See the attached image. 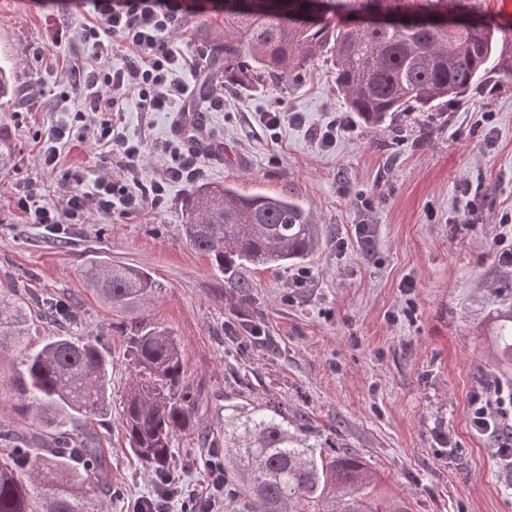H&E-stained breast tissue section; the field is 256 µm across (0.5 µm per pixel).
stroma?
Instances as JSON below:
<instances>
[{
    "mask_svg": "<svg viewBox=\"0 0 512 512\" xmlns=\"http://www.w3.org/2000/svg\"><path fill=\"white\" fill-rule=\"evenodd\" d=\"M494 2L482 5L500 27L501 55L475 87L428 111L399 113L379 129L353 123L327 147L315 131L349 111L331 51L283 82L225 85L224 107L209 110L207 132L230 156L195 153L203 182L243 195L290 193L321 232L301 268L247 271L252 288L244 298L225 288V274L207 254L180 237L192 181L164 182L159 203L135 213L93 215L59 232L29 223L16 206L28 189L37 205L52 206L77 190L71 172L89 183L98 174L100 152L77 117L79 100L55 99L68 65L91 50L52 45L60 27L79 26V16L0 0V65L18 87L39 95L33 104L18 97L0 109V130L16 146L13 167L0 172V284L18 288L29 304L57 299L74 312L63 326L35 323L30 347L56 336L106 342L110 407L85 423L110 464L112 497L103 512H136L142 498L157 495L152 470L132 454L121 426L134 371L130 342L143 323L180 342L185 378L197 394L191 425L176 437L170 459L178 486L209 493L206 463L224 444L226 403H268L303 417L323 458H361L379 489L405 499L411 512H512V473L499 466L495 441L473 434L466 417L474 391L512 386L497 339L501 317L512 312V267L500 265L491 249L503 216L512 213V76L505 72L512 17L498 16ZM210 33L193 24L174 32L173 50L195 62L189 84L205 79ZM272 109L289 115L274 133L258 123ZM174 118L127 103L125 132L148 149L136 193L151 194L162 177L150 147L186 154L171 132ZM60 123L68 124L70 139L48 169L40 145ZM360 224L371 225V241L357 234ZM96 252L144 267L162 284L144 320L94 296L81 269ZM302 269L309 277L299 287ZM245 323L259 326L262 340L240 336ZM24 381L20 358L0 355V428L38 432L35 413L19 410Z\"/></svg>",
    "mask_w": 512,
    "mask_h": 512,
    "instance_id": "stroma-1",
    "label": "stroma"
}]
</instances>
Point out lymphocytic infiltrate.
Returning <instances> with one entry per match:
<instances>
[{"mask_svg":"<svg viewBox=\"0 0 512 512\" xmlns=\"http://www.w3.org/2000/svg\"><path fill=\"white\" fill-rule=\"evenodd\" d=\"M84 17L83 25L64 33L68 42L90 46L87 59L75 60L65 74L70 89L79 91L83 111L91 119L85 129L105 157L123 162L124 179L100 173L90 190L67 195L63 204L36 205L33 194L17 201L31 222L59 229L64 224L85 223L90 213L109 215L120 210L134 212L147 200L161 199L163 182L155 183L151 196L131 191L139 180L142 146L130 139L115 120L128 99H136L140 111L169 112L184 103L189 93L184 73L189 62L177 56L167 37L181 17L206 11L212 0H67ZM123 49L126 61L112 64L114 49ZM467 421L478 436L496 441V459L512 471V389L497 385L474 394L467 408Z\"/></svg>","mask_w":512,"mask_h":512,"instance_id":"1","label":"lymphocytic infiltrate"}]
</instances>
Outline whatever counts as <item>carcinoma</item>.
Here are the masks:
<instances>
[{"mask_svg":"<svg viewBox=\"0 0 512 512\" xmlns=\"http://www.w3.org/2000/svg\"><path fill=\"white\" fill-rule=\"evenodd\" d=\"M266 0L254 10H224V34L212 49L214 69L243 86L288 79V72L331 47L336 87L364 125L382 127L395 114L427 109L465 93L491 59L495 29L448 28L447 12H478L474 0ZM15 96L0 67V107ZM14 146L0 133V172ZM181 238L224 272L288 268L321 243L311 212L286 194L241 195L200 184L185 200ZM83 273L112 310L136 316L162 287L139 266L89 258ZM42 317L58 323L72 312L50 303ZM30 306L16 288L0 286V351L23 353L24 408L48 424L46 447L0 430V512H101L112 495L103 449L79 424L107 409L111 366L101 337L57 336L30 351ZM135 365L123 402L122 428L132 452L153 471L168 468L175 437L189 428L196 398L185 384L180 343L166 329L144 326L132 338ZM288 410L265 404L224 406V478L251 501V512H410L399 497L376 492L375 473L356 456L330 462L314 452Z\"/></svg>","mask_w":512,"mask_h":512,"instance_id":"cac0c4a2","label":"carcinoma"}]
</instances>
